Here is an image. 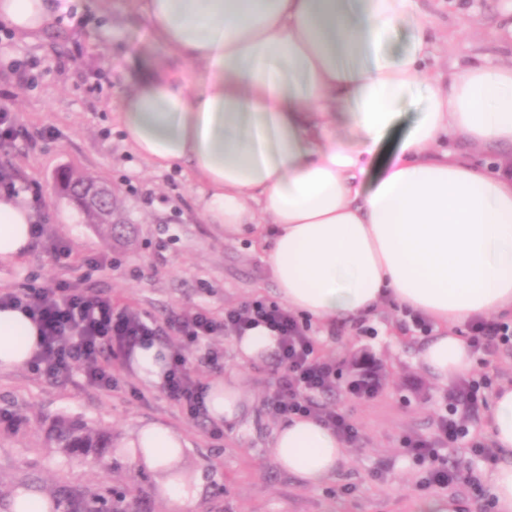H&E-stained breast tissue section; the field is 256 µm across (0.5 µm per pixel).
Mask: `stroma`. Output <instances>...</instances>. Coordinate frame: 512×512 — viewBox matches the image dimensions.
I'll list each match as a JSON object with an SVG mask.
<instances>
[{
	"label": "stroma",
	"instance_id": "stroma-1",
	"mask_svg": "<svg viewBox=\"0 0 512 512\" xmlns=\"http://www.w3.org/2000/svg\"><path fill=\"white\" fill-rule=\"evenodd\" d=\"M426 9L438 20L428 36L440 72L512 55V44L495 38L512 15V0H428ZM161 63L186 66L155 42L135 0H68L32 41L0 25V105L15 113L21 130L15 143L0 146V169L44 226L26 253L0 263V289L63 281L111 294L117 307L138 311L152 326L198 308L220 319L225 309L257 298L278 303L260 248L248 238L226 239L222 226L202 215L196 183L181 171L155 169L124 143L118 114ZM63 167L111 186V227L87 223L55 194L52 179ZM310 333L318 354L339 367L335 391L317 400L346 413L358 429L347 461L325 485H301L273 458L269 440L280 422L270 409L274 356L238 364L230 338L219 335L210 343L223 352L221 367L239 368L253 400L237 433L190 416L126 365H112L109 388L90 384L78 364L54 379L29 367L1 372L0 488L32 473L49 485L63 473L84 491L105 484L127 490L130 512H168L153 476L122 451L113 452L112 471L68 470L46 442L60 417L108 430L116 443L139 424L160 421L184 435L186 463L203 474L196 512H417L418 501L431 495L453 500L459 512H496L488 489L496 463L469 450L488 437V409L469 415L468 435L439 452L440 463L459 462L471 482L427 483V466L402 447L409 434L435 438L449 409L447 391L415 362L424 335L410 314L391 304L369 322L328 333L314 325ZM369 370L380 386L357 397L351 386Z\"/></svg>",
	"mask_w": 512,
	"mask_h": 512
}]
</instances>
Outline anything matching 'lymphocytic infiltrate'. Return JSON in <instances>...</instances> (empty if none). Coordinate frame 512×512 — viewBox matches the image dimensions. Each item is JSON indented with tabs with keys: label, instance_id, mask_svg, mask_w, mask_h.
Listing matches in <instances>:
<instances>
[{
	"label": "lymphocytic infiltrate",
	"instance_id": "f902f5d3",
	"mask_svg": "<svg viewBox=\"0 0 512 512\" xmlns=\"http://www.w3.org/2000/svg\"><path fill=\"white\" fill-rule=\"evenodd\" d=\"M0 306L22 311L36 325L40 342L33 363L46 376L57 377L69 364L78 363L92 384L106 387L111 385L112 375L105 361L129 360L137 348L159 341L163 330L197 345L218 333L241 336L265 326L277 338L280 373L271 399L274 414L314 417L348 441L358 434L346 414L317 402V395L335 389L336 364L318 355L308 327L288 308L256 299L225 311L220 322L208 310L198 308L170 317L158 328L147 325L134 310L115 308L111 297L65 283L1 290ZM162 389L188 413L203 414L205 388L194 378L182 350H172ZM448 402L449 412L439 422L438 440L410 436L403 442L404 450L420 462L433 460L439 445L463 436L466 414L478 411L483 404L478 384L469 377L456 381Z\"/></svg>",
	"mask_w": 512,
	"mask_h": 512
}]
</instances>
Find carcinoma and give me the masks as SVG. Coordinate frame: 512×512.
<instances>
[{
	"instance_id": "cac0c4a2",
	"label": "carcinoma",
	"mask_w": 512,
	"mask_h": 512,
	"mask_svg": "<svg viewBox=\"0 0 512 512\" xmlns=\"http://www.w3.org/2000/svg\"><path fill=\"white\" fill-rule=\"evenodd\" d=\"M48 445L60 449L67 457V466L87 461L112 469L108 448L112 447V434L89 427L79 420L59 419L48 432ZM126 493L110 485L100 491L86 494L65 484H58L51 495L55 512H117L118 504Z\"/></svg>"
}]
</instances>
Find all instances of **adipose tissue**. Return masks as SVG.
Listing matches in <instances>:
<instances>
[{
	"label": "adipose tissue",
	"mask_w": 512,
	"mask_h": 512,
	"mask_svg": "<svg viewBox=\"0 0 512 512\" xmlns=\"http://www.w3.org/2000/svg\"><path fill=\"white\" fill-rule=\"evenodd\" d=\"M156 42L190 61L204 84L160 69L127 100L119 121L130 148L160 169L178 168L201 189L209 223L259 243L280 301L328 327L375 315L385 302L435 328L417 364L440 385L471 375L476 355L458 327L512 313V169L475 153L512 149V59L428 66L427 21L407 50L381 54L419 0H140ZM58 0H0V24L32 39ZM423 102L392 155L375 154L398 105ZM351 104L355 138L338 140L335 109ZM35 210L0 195V261L27 251ZM39 333L22 312L0 309V373L28 366ZM247 401L238 370L206 387L205 414L237 426ZM501 459L489 493L512 512V384L490 409ZM130 460L151 473L169 512H196L201 473L184 466L182 433L160 422L132 429ZM280 469L306 486L329 481L347 459L342 438L294 417L270 441Z\"/></svg>",
	"instance_id": "ef3b65f1"
}]
</instances>
